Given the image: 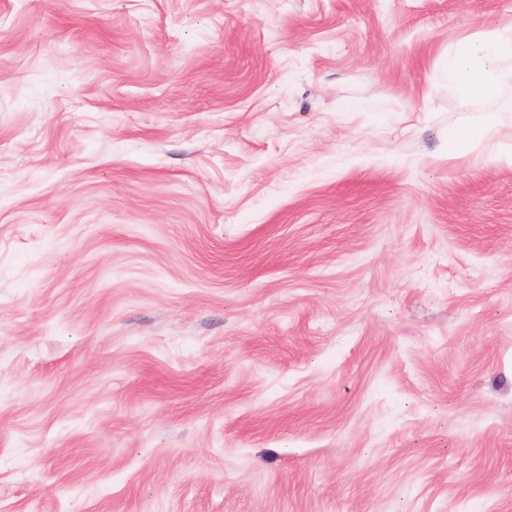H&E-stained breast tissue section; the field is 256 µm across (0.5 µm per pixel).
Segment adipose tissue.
<instances>
[{
  "mask_svg": "<svg viewBox=\"0 0 512 512\" xmlns=\"http://www.w3.org/2000/svg\"><path fill=\"white\" fill-rule=\"evenodd\" d=\"M446 72L466 95L495 96L512 83V27H492L459 42L448 55Z\"/></svg>",
  "mask_w": 512,
  "mask_h": 512,
  "instance_id": "obj_1",
  "label": "adipose tissue"
}]
</instances>
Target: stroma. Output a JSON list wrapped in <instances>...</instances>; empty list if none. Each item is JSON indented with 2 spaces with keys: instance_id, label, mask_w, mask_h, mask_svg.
<instances>
[{
  "instance_id": "stroma-1",
  "label": "stroma",
  "mask_w": 512,
  "mask_h": 512,
  "mask_svg": "<svg viewBox=\"0 0 512 512\" xmlns=\"http://www.w3.org/2000/svg\"><path fill=\"white\" fill-rule=\"evenodd\" d=\"M512 0H0V512H512ZM448 77L473 97H494L512 83V27H492L459 42L446 60ZM496 124L493 119L477 124L463 132L453 133L448 139V155H457L465 148H476L490 141Z\"/></svg>"
}]
</instances>
